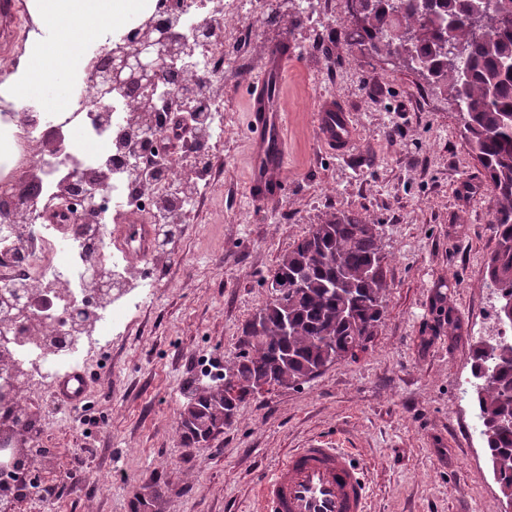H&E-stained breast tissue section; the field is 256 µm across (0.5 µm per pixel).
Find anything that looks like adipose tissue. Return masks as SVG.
Returning a JSON list of instances; mask_svg holds the SVG:
<instances>
[{
	"instance_id": "adipose-tissue-1",
	"label": "adipose tissue",
	"mask_w": 512,
	"mask_h": 512,
	"mask_svg": "<svg viewBox=\"0 0 512 512\" xmlns=\"http://www.w3.org/2000/svg\"><path fill=\"white\" fill-rule=\"evenodd\" d=\"M36 29L25 45L19 63L0 83V97L22 108L33 96L44 95L45 87L79 85L92 50L103 44L125 16L142 8L141 0H28ZM79 30V40L70 46L71 62L64 65L54 57L56 32Z\"/></svg>"
}]
</instances>
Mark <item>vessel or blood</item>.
Instances as JSON below:
<instances>
[{
    "mask_svg": "<svg viewBox=\"0 0 512 512\" xmlns=\"http://www.w3.org/2000/svg\"><path fill=\"white\" fill-rule=\"evenodd\" d=\"M291 56L287 39L267 42L260 74L246 89L249 157L246 188L253 202L280 196L286 188L288 127L283 74ZM315 131L320 145L334 154L348 152L356 131L350 114L332 97L318 100ZM91 379L81 369L59 377L55 396L66 405L87 402ZM372 487L366 470L349 448L316 441L292 449L260 482L257 512H370Z\"/></svg>",
    "mask_w": 512,
    "mask_h": 512,
    "instance_id": "1",
    "label": "vessel or blood"
}]
</instances>
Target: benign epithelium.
Segmentation results:
<instances>
[{
	"mask_svg": "<svg viewBox=\"0 0 512 512\" xmlns=\"http://www.w3.org/2000/svg\"><path fill=\"white\" fill-rule=\"evenodd\" d=\"M185 2L159 0L157 9L143 22L115 40L107 38L96 50L86 72L92 95L82 105L97 125L112 130L113 105L117 101L123 102L125 111L131 113L129 124L116 133L120 152L92 171L76 165L70 167L43 206L40 205L42 166L34 162L26 179L15 183L7 200L0 203L1 224H12L22 230L39 217L66 211L78 197L82 205L73 223L101 228L108 223V216L99 195L112 182L113 171L118 168L128 172L139 191L155 198L158 212V218L153 220L155 250L166 252L167 242L182 233L179 206L182 200L196 194V183L185 180L177 190L163 191L152 177L132 165V155L153 147L152 137L159 125L160 111L152 92L160 83L166 82L172 88L169 99L181 112L199 111L197 100L202 93L223 98V83H211L197 66L203 46L222 35L221 0H215L209 23L190 34L182 31ZM63 138L58 127L42 135L47 155L55 156L62 151ZM209 163L211 154L202 138L181 156V164L188 172L200 170ZM88 281L99 297L112 298V272L94 259L88 266ZM0 405L6 407L0 413V512H25L24 504L32 488L41 483L39 471L31 465L35 425L26 406L13 402L11 392L0 395ZM213 412L216 419L205 428L208 437L224 429V423L235 415L224 410L222 396L214 402Z\"/></svg>",
	"mask_w": 512,
	"mask_h": 512,
	"instance_id": "obj_1",
	"label": "benign epithelium"
}]
</instances>
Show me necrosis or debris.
<instances>
[{
	"label": "necrosis or debris",
	"mask_w": 512,
	"mask_h": 512,
	"mask_svg": "<svg viewBox=\"0 0 512 512\" xmlns=\"http://www.w3.org/2000/svg\"><path fill=\"white\" fill-rule=\"evenodd\" d=\"M40 106L50 112L54 124L79 126L80 135L71 136L64 151L44 160V190L52 192L56 180L73 162L84 168L99 167L111 152V143L104 131L99 130L92 117L83 112H62L53 109L48 100ZM0 125L12 127V150L15 162L12 168L0 172V198L6 197L19 170L29 165V150L37 142L42 130L25 124L15 115L0 116ZM105 205L112 212L135 222L151 217L154 202L127 179L123 171L112 174V183L105 192ZM111 228H104L99 250L104 254L113 275L128 284L127 290L112 302L96 305L93 292L86 283L87 240L70 234L68 222L53 223L41 218L17 235L14 229L0 224V285L25 281L32 286L61 285L62 293L42 298L31 297L28 315L40 316L45 325V340L16 338L9 335L0 345L21 357L25 367L27 385L16 387L8 373L0 371V389L10 388L14 399H22L26 389L49 393L53 379L63 371L88 364L94 352L111 345L113 334L119 333L128 315L152 302L157 283L150 278L133 276L132 261L139 246L135 236H126L120 245H113ZM86 307L95 310L97 321L91 332L71 331L65 318L71 309Z\"/></svg>",
	"instance_id": "obj_1"
}]
</instances>
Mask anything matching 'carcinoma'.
Returning a JSON list of instances; mask_svg holds the SVG:
<instances>
[{"instance_id":"cac0c4a2","label":"carcinoma","mask_w":512,"mask_h":512,"mask_svg":"<svg viewBox=\"0 0 512 512\" xmlns=\"http://www.w3.org/2000/svg\"><path fill=\"white\" fill-rule=\"evenodd\" d=\"M361 23L342 28L345 37L372 52L401 48L411 39L413 54L402 61L446 95L462 119L463 135L480 162L493 194L496 247L487 274L502 313L512 304V0H346ZM486 18L489 31L474 35L466 19ZM462 47L459 62L448 61V44ZM378 227L350 211L314 224L283 254L272 276L279 297L270 298L246 326L243 348L228 368L239 381L254 383L274 374L299 384L364 349L383 316L386 288ZM288 331H283V314ZM473 376L485 424L488 460L503 500H512V341L478 343ZM225 377L187 387V402L221 389Z\"/></svg>"}]
</instances>
